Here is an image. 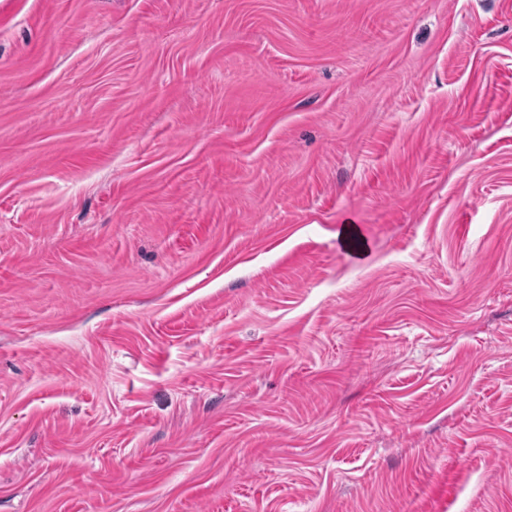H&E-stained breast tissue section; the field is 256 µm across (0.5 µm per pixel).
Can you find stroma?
I'll return each instance as SVG.
<instances>
[{
	"instance_id": "1",
	"label": "stroma",
	"mask_w": 512,
	"mask_h": 512,
	"mask_svg": "<svg viewBox=\"0 0 512 512\" xmlns=\"http://www.w3.org/2000/svg\"><path fill=\"white\" fill-rule=\"evenodd\" d=\"M0 512H512V0H0Z\"/></svg>"
}]
</instances>
